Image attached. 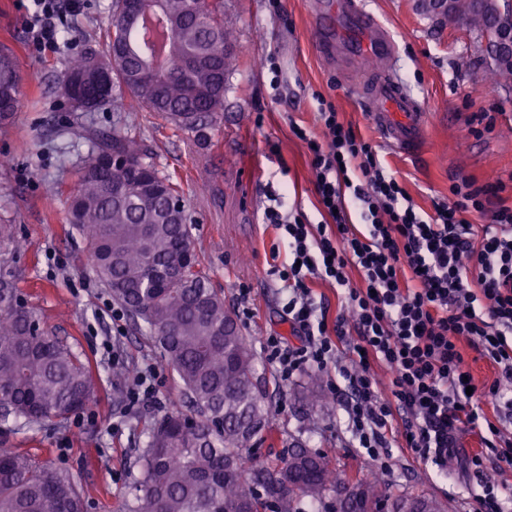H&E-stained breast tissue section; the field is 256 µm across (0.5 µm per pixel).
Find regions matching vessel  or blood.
I'll use <instances>...</instances> for the list:
<instances>
[{"instance_id": "1", "label": "vessel or blood", "mask_w": 512, "mask_h": 512, "mask_svg": "<svg viewBox=\"0 0 512 512\" xmlns=\"http://www.w3.org/2000/svg\"><path fill=\"white\" fill-rule=\"evenodd\" d=\"M315 29L322 34L320 49L326 55L373 56L390 63L397 55L392 35L361 0L323 6L316 15ZM353 92L389 144L404 154L417 148L425 132L424 113L395 73L364 77Z\"/></svg>"}]
</instances>
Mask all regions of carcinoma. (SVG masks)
<instances>
[{"instance_id": "carcinoma-1", "label": "carcinoma", "mask_w": 512, "mask_h": 512, "mask_svg": "<svg viewBox=\"0 0 512 512\" xmlns=\"http://www.w3.org/2000/svg\"><path fill=\"white\" fill-rule=\"evenodd\" d=\"M448 24H462L483 39L499 14L488 0H453ZM223 0H162L156 16L167 33L160 76L139 83L141 62L152 41L130 27L113 0L106 39L132 40L136 50L112 60L101 55L110 83L97 84L87 48L62 75L83 79L80 109L112 104V90L126 92L141 108L178 127L194 131L224 111V76L230 72V33L224 28ZM491 79L512 76L499 64L496 44L486 48ZM24 78L16 54L0 49V100L18 105ZM119 155L148 170L156 167L124 127L92 137L87 160L78 168L69 196L71 228L85 237L91 265L132 317L147 329L183 384L193 414L171 413L154 423L139 458L142 478L124 512H268V499L280 512H439L422 495L395 498L376 480L354 482L359 497L346 505L342 490L351 483L326 453L290 444L278 463L245 466L252 443L269 430L268 413L257 391L256 365L224 300L211 288L199 263L188 266L192 240L184 210L171 207L180 187L160 175L162 194L145 195L131 170L112 165ZM19 240L12 224L0 223V424L3 431L62 424L83 410L95 392L89 362L72 346L37 326L35 314L15 301V275L9 268ZM84 490L66 470L38 464L29 451L0 439V512H85Z\"/></svg>"}]
</instances>
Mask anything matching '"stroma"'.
Instances as JSON below:
<instances>
[{
    "label": "stroma",
    "mask_w": 512,
    "mask_h": 512,
    "mask_svg": "<svg viewBox=\"0 0 512 512\" xmlns=\"http://www.w3.org/2000/svg\"><path fill=\"white\" fill-rule=\"evenodd\" d=\"M111 2L81 0L65 21L60 46L39 53L24 29L28 0H0V46L16 53L25 77L16 112L0 120V223L16 225L24 242L11 263L17 295L45 328L102 374L88 408L68 423L22 430L10 440L39 463L69 470L85 488L87 512H123L141 477L137 459L148 428L166 414L190 409L159 349L131 318L113 321L116 302L88 264L85 240L70 228L68 196L89 137L129 126L159 173L179 183L195 251L212 288L232 311L239 288L252 290L256 313L241 330L254 345L269 333L289 332L282 313L285 295L267 273L275 240L274 230L262 222L269 190L287 192L311 223L321 219L309 158L291 131L296 123L321 136L317 95L330 99L342 120L378 145L425 212H432L434 200L447 196L460 177L482 184L512 174V79L486 82L489 60L475 35L462 25L436 24L416 0H365L392 32L396 73L426 117L423 140L410 157L383 140L352 92L379 61L369 56L349 62L320 53L313 31L317 0H281L276 11L269 0H224V26L236 62L224 109L208 118L202 132L132 106L126 95L99 109L73 110L60 92V78L69 60L87 47L105 51ZM270 56L282 71L276 90L265 66ZM483 112L496 116L486 130L478 127ZM113 344L128 370L146 363L158 374L153 400L131 412L112 387ZM256 364L273 425L270 437L253 451L259 460L273 461L296 440L332 456L351 480L379 475L389 494H424L443 512L475 507L480 483L463 463L475 438L460 441L459 454L444 473L400 448L385 461L372 460L346 433L344 413L323 373L306 371L284 386L264 358Z\"/></svg>",
    "instance_id": "stroma-1"
}]
</instances>
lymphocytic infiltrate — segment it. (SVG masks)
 <instances>
[{"label": "lymphocytic infiltrate", "instance_id": "f902f5d3", "mask_svg": "<svg viewBox=\"0 0 512 512\" xmlns=\"http://www.w3.org/2000/svg\"><path fill=\"white\" fill-rule=\"evenodd\" d=\"M31 2L30 44L54 48L62 13L77 4ZM317 119L322 137L298 125L292 132L307 148L330 222L307 223L284 193L262 217L277 233L269 274L286 293L291 331L262 337L267 363L284 383L308 369L333 374L347 428L371 458L395 445L444 468L470 432L480 441L469 460L476 473L511 469L512 431L499 421L512 419V205L504 198L512 185L464 177L425 212L333 102L319 99ZM472 213L489 223L474 228ZM319 281L342 295L347 314L329 319ZM466 346L494 367L492 382L467 385Z\"/></svg>", "mask_w": 512, "mask_h": 512}]
</instances>
